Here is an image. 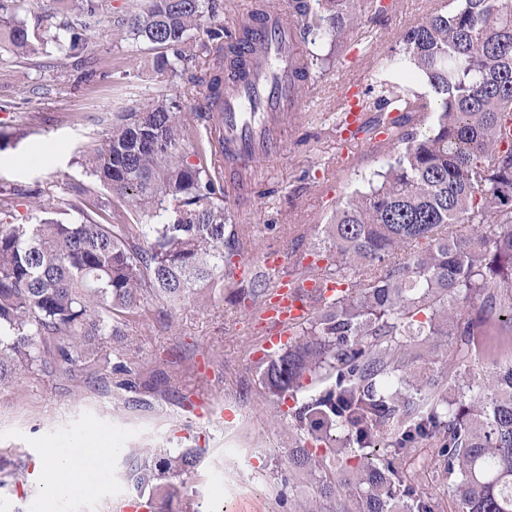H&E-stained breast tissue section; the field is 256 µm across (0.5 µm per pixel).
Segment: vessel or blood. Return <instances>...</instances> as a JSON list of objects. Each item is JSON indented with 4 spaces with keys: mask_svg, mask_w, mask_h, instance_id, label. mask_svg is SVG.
Returning a JSON list of instances; mask_svg holds the SVG:
<instances>
[{
    "mask_svg": "<svg viewBox=\"0 0 512 512\" xmlns=\"http://www.w3.org/2000/svg\"><path fill=\"white\" fill-rule=\"evenodd\" d=\"M300 53L295 26L286 23L280 11H262L245 48L250 63L248 77L229 79L223 100L212 107L213 118L206 130L223 134L224 151L212 155L211 166L232 185L239 198L250 197L255 184L243 159L256 153H277L288 117L300 105L295 94ZM326 294L319 282L308 280L299 287L291 277L284 276L257 316L284 331L308 312L309 296Z\"/></svg>",
    "mask_w": 512,
    "mask_h": 512,
    "instance_id": "1",
    "label": "vessel or blood"
}]
</instances>
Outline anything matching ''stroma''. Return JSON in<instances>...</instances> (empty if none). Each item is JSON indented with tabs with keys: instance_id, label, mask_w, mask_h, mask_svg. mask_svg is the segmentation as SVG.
Segmentation results:
<instances>
[{
	"instance_id": "stroma-1",
	"label": "stroma",
	"mask_w": 512,
	"mask_h": 512,
	"mask_svg": "<svg viewBox=\"0 0 512 512\" xmlns=\"http://www.w3.org/2000/svg\"><path fill=\"white\" fill-rule=\"evenodd\" d=\"M139 2L99 0L90 43L94 78H85L83 68L50 45L31 68L0 55V190L12 195L11 207L0 209V225L77 221L76 188L91 182L83 171L85 154L106 136L113 113L166 98L186 112L201 104L196 79L210 60L207 33L199 34L195 58L175 79L152 74L146 64L156 48L121 40L113 26ZM448 2L393 0L392 9L369 14L344 47L332 49L326 40L313 45L330 62L302 95L282 152L250 163L261 182L247 206L232 210L257 242L248 266L258 265L273 247L315 252L336 208L367 189L386 156L369 134L358 133L350 142L341 137L336 105L350 81L366 75L372 53L390 54L403 27ZM34 186L41 190L38 208L27 195ZM250 310L249 301L228 299L216 287L166 316L130 323L116 353L122 368L107 378L82 369L67 375L24 371L0 385V512H117L134 502L137 512H157L128 482L129 462H154L189 448L198 450L200 461L176 478L179 512H226L247 501L264 512H295L311 493L307 477L289 471L285 461L297 436L291 423L295 401L269 393L256 374L257 339L274 330L252 321ZM201 402L223 406V418L197 416ZM98 438L109 454L97 494L76 492L45 508L38 471L45 449L73 454L83 441ZM433 448V442H420L403 468L437 499L438 512H455ZM228 456L237 465L233 500L225 499L223 484L213 478Z\"/></svg>"
}]
</instances>
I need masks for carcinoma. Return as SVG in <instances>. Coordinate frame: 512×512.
I'll return each mask as SVG.
<instances>
[{
	"instance_id": "obj_1",
	"label": "carcinoma",
	"mask_w": 512,
	"mask_h": 512,
	"mask_svg": "<svg viewBox=\"0 0 512 512\" xmlns=\"http://www.w3.org/2000/svg\"><path fill=\"white\" fill-rule=\"evenodd\" d=\"M46 2L69 6V39L30 30L21 18L30 0H0V48L18 65L50 43L67 59L88 50L96 0ZM452 2L400 31L398 55L374 61L358 106L377 113L373 127L392 130L386 166L325 225L331 263L293 260L296 280L332 279L345 289L315 300L295 327L298 340L257 362L273 394L322 385L292 412L308 435L288 449V469L309 476L315 492V505L300 512H436L401 462L427 438L454 478L448 493L458 512H512V0ZM371 4L294 0L300 39L338 45ZM206 12L207 0H144L119 34L161 48L151 69L173 78L192 58ZM251 25L241 22L213 57L199 83L206 103L223 97L228 75L246 74ZM322 65L305 56L297 93ZM415 80L428 92H416ZM205 117L168 99L113 115L85 169L122 209L87 207L91 188L82 186L73 203L79 223L0 226V383L48 367L102 375L125 327L149 314L151 297L175 305L215 280L254 306L267 296L272 278H235L232 258L253 240L208 165L224 139H203ZM457 224L475 225V234L458 235ZM399 252L404 259L393 260ZM353 269L361 276L348 278ZM489 310L498 323L488 322ZM450 328L455 362L420 375L406 393L408 367ZM474 351L493 362L491 376L468 385L471 402L448 400V381ZM196 461L192 451L153 466L134 461L130 478L136 491L151 489L159 512H172L180 488L164 475Z\"/></svg>"
}]
</instances>
